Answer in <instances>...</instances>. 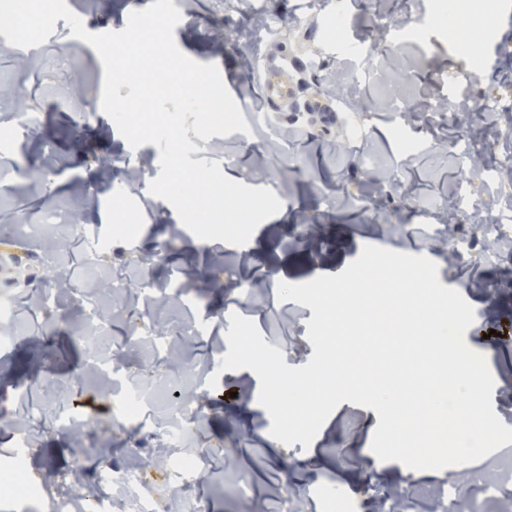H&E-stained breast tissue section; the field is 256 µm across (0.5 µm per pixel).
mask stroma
<instances>
[{
    "label": "stroma",
    "mask_w": 512,
    "mask_h": 512,
    "mask_svg": "<svg viewBox=\"0 0 512 512\" xmlns=\"http://www.w3.org/2000/svg\"><path fill=\"white\" fill-rule=\"evenodd\" d=\"M152 0H69L90 32L125 28L129 14ZM445 0H173L182 14L179 48L198 62L219 65L229 91L249 106V133L197 140V160L217 161L228 178L271 189L280 212L262 222L246 248L196 238L175 209L150 194L159 150L131 148L100 109L104 69L95 50L57 20L48 40L29 49H0V85L19 89L38 114L29 123L0 99V249L22 257L16 280L0 282V463L21 458L49 489L70 487L74 468L92 470L100 449L113 465L133 467L165 491L168 476L154 465L164 444L167 403L158 400L145 427L114 422L117 397L104 391L96 358L82 338L91 330L112 341L124 371L200 403L188 419L193 434L171 456L205 452L191 493L209 512H327L335 497L356 512L375 489L390 487L433 512V492L459 470L414 471L381 462L370 449L379 418L370 408L341 403L310 446H287L269 433L258 402L259 379L249 369L220 371L228 351L229 317L253 320L288 366L308 363L311 308L279 300V282L302 283L341 273L364 245L424 255L439 266L444 286L457 289L478 318L467 344L483 353L495 379V413L512 428V352L490 347L489 331L512 345L502 322L512 310V247L457 256L455 238L512 211V187L485 173L488 155L461 158L464 136L512 142L497 131L512 120V11L498 5L495 22L461 57L452 35L456 15ZM279 17L269 33L265 15ZM299 60L301 100L320 99L338 114L266 110L264 59ZM112 163L124 185L112 200L99 160ZM40 179H23V171ZM111 179V180H112ZM470 202L448 218L449 199ZM262 281L261 295L243 296L235 282ZM137 326L156 347L135 343ZM216 388H209L210 378ZM89 415L88 433L74 442L58 405Z\"/></svg>",
    "instance_id": "1"
}]
</instances>
